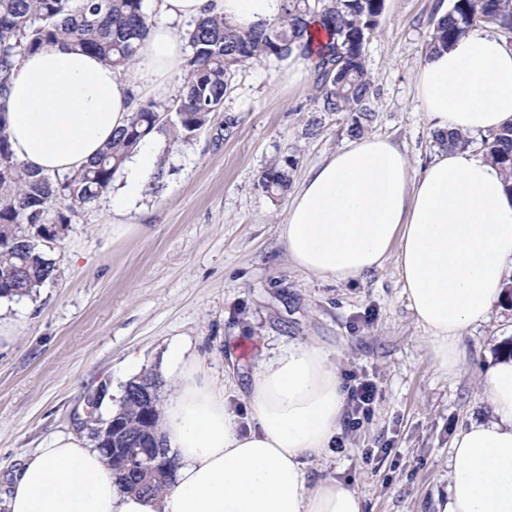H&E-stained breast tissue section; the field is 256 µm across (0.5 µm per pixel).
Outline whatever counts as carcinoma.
Segmentation results:
<instances>
[{
    "mask_svg": "<svg viewBox=\"0 0 512 512\" xmlns=\"http://www.w3.org/2000/svg\"><path fill=\"white\" fill-rule=\"evenodd\" d=\"M384 0H284L281 16L271 24L240 29L222 16L197 21L185 32L191 49L178 96L173 102L149 101L132 113L126 127L87 167L75 174L45 175L14 154L5 117L6 98L13 68L25 55L65 41L94 54L114 67L127 69L133 62L136 40L142 38L151 15L144 0H0V297H24L37 292L57 272L50 256L72 223L76 208L108 193L132 150L148 136L162 135L166 151L191 143L218 112L237 70L249 63H274L293 52L309 51L306 17L316 16L334 37L314 67V108L305 135L320 134L329 116L348 114L347 134L359 137L375 120L371 108L374 85L364 47L380 22ZM489 25L512 37V0H452L448 13L433 23L427 52L447 48L475 25ZM439 148H463L471 138L460 132L432 133ZM487 158L500 167L505 190L512 193V124L482 136ZM295 155L284 156L263 172L260 184L269 194L288 190L297 167ZM144 379L127 384L113 416L87 426L94 447L104 450L105 429L116 420L124 438L149 446L145 404L138 396ZM175 462L164 457L159 474L143 486L131 475L120 484L128 491L160 494L170 486Z\"/></svg>",
    "mask_w": 512,
    "mask_h": 512,
    "instance_id": "cac0c4a2",
    "label": "carcinoma"
}]
</instances>
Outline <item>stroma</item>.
I'll use <instances>...</instances> for the list:
<instances>
[{
	"instance_id": "35a3bbf8",
	"label": "stroma",
	"mask_w": 512,
	"mask_h": 512,
	"mask_svg": "<svg viewBox=\"0 0 512 512\" xmlns=\"http://www.w3.org/2000/svg\"><path fill=\"white\" fill-rule=\"evenodd\" d=\"M450 5L385 0L365 46L376 90L371 131L401 144L417 170L437 151L417 72L430 19ZM313 94L312 76L289 81L284 63L247 65L208 126L170 153L162 187L131 206L124 235L112 233L111 195L78 209L52 252L56 279L10 309L21 328L0 348V499L27 455L77 431L89 392L107 383L120 398L138 373L160 369L169 346L226 382L228 403L242 413L255 360L317 341L333 350L338 374H368L379 395L344 449H327L311 475L354 488L365 512H434L459 425L492 417L481 381L501 345L512 348V302L465 334L466 362L447 378L426 353L395 261L349 283L310 277L289 261L279 225L291 194H267L260 177L293 153L300 183L349 141L343 112L320 136H304ZM132 353L141 357L135 369ZM385 446L387 457L366 459Z\"/></svg>"
}]
</instances>
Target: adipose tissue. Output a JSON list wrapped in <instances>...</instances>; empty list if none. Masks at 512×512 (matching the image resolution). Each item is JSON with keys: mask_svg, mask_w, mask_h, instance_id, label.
I'll use <instances>...</instances> for the list:
<instances>
[{"mask_svg": "<svg viewBox=\"0 0 512 512\" xmlns=\"http://www.w3.org/2000/svg\"><path fill=\"white\" fill-rule=\"evenodd\" d=\"M283 0H151L152 22L130 70L64 43L28 54L6 96L16 157L49 175L94 160L145 97L180 78L190 23L221 15L247 29L276 21ZM431 128L486 134L512 123V42L471 28L426 55L418 73ZM157 158L141 144L125 164L112 204V233L141 197ZM279 235L289 261L317 279L347 283L395 259L403 292L444 376L464 361L462 338L488 320L512 284V194L501 169L469 149L438 151L414 172L390 138L351 140L312 167ZM163 374L174 392L158 432L177 469L159 495L120 490L86 435L68 433L29 454L9 479L7 512H365L356 490L311 481L339 429L343 390L331 350L315 342L281 348L251 372L246 414L224 387L170 346ZM493 418L455 437L448 493L439 512H512V357L482 380Z\"/></svg>", "mask_w": 512, "mask_h": 512, "instance_id": "1", "label": "adipose tissue"}]
</instances>
